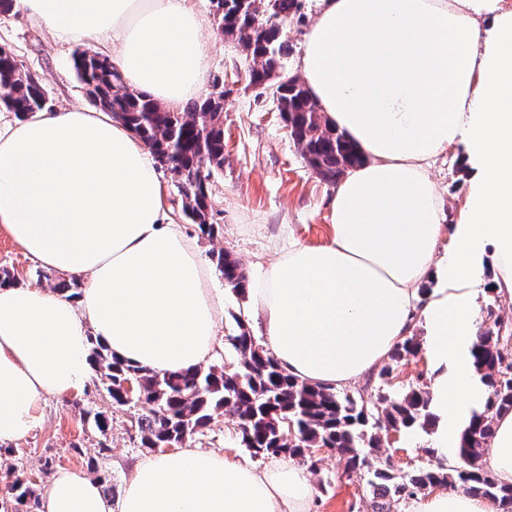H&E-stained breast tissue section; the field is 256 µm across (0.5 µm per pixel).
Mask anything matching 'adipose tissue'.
<instances>
[{"label": "adipose tissue", "mask_w": 512, "mask_h": 512, "mask_svg": "<svg viewBox=\"0 0 512 512\" xmlns=\"http://www.w3.org/2000/svg\"><path fill=\"white\" fill-rule=\"evenodd\" d=\"M54 36L111 52L126 86L170 110L203 89L209 54L191 0H15ZM299 67L329 123L364 160L330 200L320 246L275 241L248 284L262 345L291 375L323 388L360 380L421 319L435 371V454L447 460L483 389L476 249L491 246L488 287L512 298V6L504 0H315ZM466 139L468 211L446 262L443 206L428 169ZM0 229L42 266L80 280L71 300L0 285V445L25 437L42 395L88 381L89 340L164 374L209 361L224 308L194 240L176 224L149 150L103 113L60 108L0 131ZM451 293L422 302L425 283ZM485 466L512 485V412L496 419ZM315 486L292 462L264 467L198 448L137 463L119 501L77 470L55 473L40 512H310ZM406 512H501L453 490Z\"/></svg>", "instance_id": "ef3b65f1"}]
</instances>
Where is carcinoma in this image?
I'll return each mask as SVG.
<instances>
[{
    "mask_svg": "<svg viewBox=\"0 0 512 512\" xmlns=\"http://www.w3.org/2000/svg\"><path fill=\"white\" fill-rule=\"evenodd\" d=\"M210 5L218 29L246 52L247 81L257 88L267 86L271 72L289 54L283 26L300 14L301 0H251L245 9L240 0H210ZM74 66L96 108L125 124L148 146L155 162H172L181 174L178 189L184 215L202 236L217 237L222 227L213 221L210 179L224 170V89L215 88L185 110L174 112L124 86L107 56L78 50ZM276 101L301 157L321 180L334 183L361 162L355 146L322 122L317 104L298 79H279ZM0 108L24 116L52 110L38 77L23 70L3 47ZM211 260L228 286L245 289V273L230 253L214 251ZM236 322L238 332L228 336V344L240 365L231 372L213 365L160 375L113 357L90 338V359L100 372L97 386L112 407L134 408L141 447L189 444L221 411L236 420L241 444L254 457H288L315 472L319 461L315 449L335 451L347 472L368 476L375 499L372 512H394L397 505L437 487L494 499L501 512H512V486L499 483L484 462L496 415L512 411V324L481 331L471 348L470 363L485 388V399L456 437L452 449L456 464L400 476L389 467L375 466L370 454L380 449L382 431L426 430L435 425L430 391L410 388L380 393L369 408L352 395L319 389L289 376L245 322L240 318ZM420 351L417 337L406 338L389 354L390 363L378 377L389 383L392 363ZM129 381L136 387L131 400L125 391ZM5 495L28 503V512L40 510L38 494L19 476L5 485Z\"/></svg>",
    "mask_w": 512,
    "mask_h": 512,
    "instance_id": "carcinoma-1",
    "label": "carcinoma"
}]
</instances>
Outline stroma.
I'll return each mask as SVG.
<instances>
[{
	"mask_svg": "<svg viewBox=\"0 0 512 512\" xmlns=\"http://www.w3.org/2000/svg\"><path fill=\"white\" fill-rule=\"evenodd\" d=\"M203 16L211 14L209 0H194ZM205 40L210 55L209 82L223 80L227 71L245 64V54L235 42L218 31L215 22L206 26ZM0 45L5 46L22 67L38 77L54 107L91 108L86 87L73 69L78 45L56 39L36 19L19 10L0 13ZM467 145H451L430 168V176L444 204V224L454 232L465 209L469 174L456 158ZM215 223L223 230L214 240L201 238L196 225H188L202 252L224 249L236 258L246 275L255 274L276 258L274 240L285 233L302 243L320 245L332 232L329 197L332 184L318 178L302 159L276 110L272 89L257 91L246 86L230 87L224 97V170L215 174L210 186ZM12 283L53 288L60 273L30 258L5 231L0 230V271ZM107 413L112 427L100 433L82 413L83 407ZM39 424L11 450L0 449V474L13 469L44 494L53 473L79 470L90 477L111 479L112 499H119L132 466L148 457L136 433L128 431L130 413L113 408L94 381L66 397L47 395L39 402ZM381 462L395 471L411 472L433 465L427 447L433 431L382 433ZM194 447L222 455H247L240 444L236 423L227 415H216L203 434L195 436ZM316 495L312 512H372V494L359 475L346 472L343 461L322 453L313 474Z\"/></svg>",
	"mask_w": 512,
	"mask_h": 512,
	"instance_id": "35a3bbf8",
	"label": "stroma"
}]
</instances>
